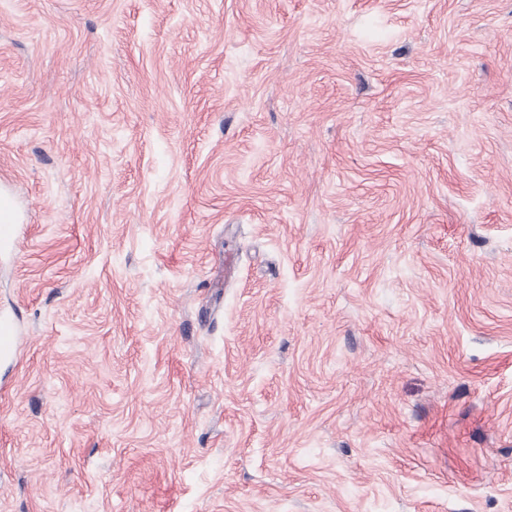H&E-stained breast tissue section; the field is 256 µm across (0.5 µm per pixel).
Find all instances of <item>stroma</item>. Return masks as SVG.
I'll use <instances>...</instances> for the list:
<instances>
[{"instance_id":"obj_1","label":"stroma","mask_w":512,"mask_h":512,"mask_svg":"<svg viewBox=\"0 0 512 512\" xmlns=\"http://www.w3.org/2000/svg\"><path fill=\"white\" fill-rule=\"evenodd\" d=\"M0 512H512V0H0ZM15 203L11 196H0V247L13 245L18 236ZM19 344L20 336L16 323L10 318L0 317V356L15 355Z\"/></svg>"}]
</instances>
